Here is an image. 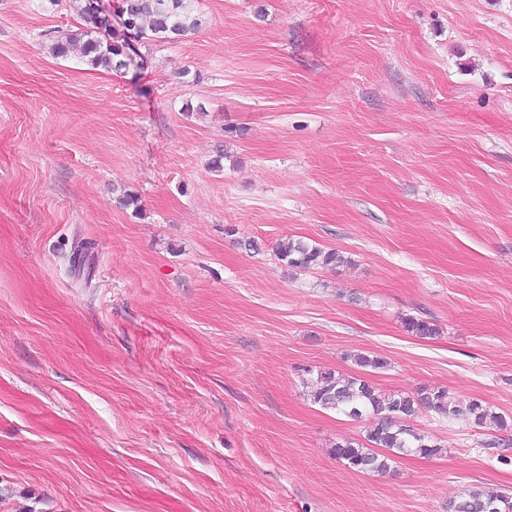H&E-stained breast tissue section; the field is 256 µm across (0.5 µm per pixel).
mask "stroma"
I'll list each match as a JSON object with an SVG mask.
<instances>
[{
    "label": "stroma",
    "instance_id": "stroma-1",
    "mask_svg": "<svg viewBox=\"0 0 512 512\" xmlns=\"http://www.w3.org/2000/svg\"><path fill=\"white\" fill-rule=\"evenodd\" d=\"M195 10L115 72L51 54L71 0H0V512L512 495V429L426 413L442 454L358 472L329 450L369 420L306 385L374 352L381 389L512 419V0ZM289 237L343 261L288 267Z\"/></svg>",
    "mask_w": 512,
    "mask_h": 512
}]
</instances>
